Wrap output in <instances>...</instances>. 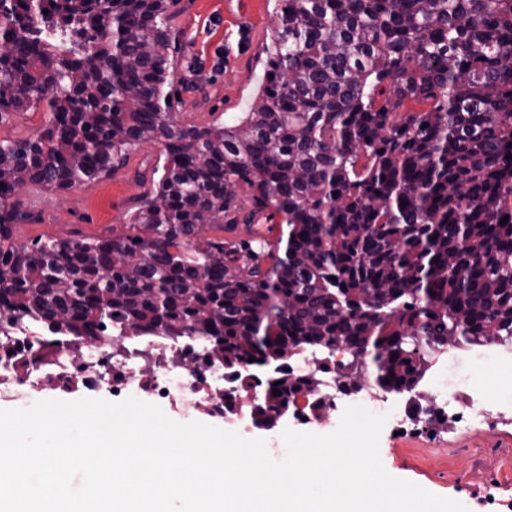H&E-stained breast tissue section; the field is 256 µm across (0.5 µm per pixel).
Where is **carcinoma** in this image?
Instances as JSON below:
<instances>
[{
	"label": "carcinoma",
	"instance_id": "cac0c4a2",
	"mask_svg": "<svg viewBox=\"0 0 512 512\" xmlns=\"http://www.w3.org/2000/svg\"><path fill=\"white\" fill-rule=\"evenodd\" d=\"M173 5L0 0V125L44 111L33 136L0 140L8 326L200 336L231 370L365 348L397 393L426 373L421 339L512 336V0H281L258 99L220 126L171 112ZM148 142L164 162L130 233L12 242L24 184L89 185ZM268 209L273 241L254 229ZM273 381L259 429L317 388Z\"/></svg>",
	"mask_w": 512,
	"mask_h": 512
}]
</instances>
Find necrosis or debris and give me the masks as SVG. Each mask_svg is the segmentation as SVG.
<instances>
[{
  "instance_id": "4bbe7bcc",
  "label": "necrosis or debris",
  "mask_w": 512,
  "mask_h": 512,
  "mask_svg": "<svg viewBox=\"0 0 512 512\" xmlns=\"http://www.w3.org/2000/svg\"><path fill=\"white\" fill-rule=\"evenodd\" d=\"M469 362L467 376L456 383L434 373L420 399L419 413L403 412L400 394L377 388L368 379L349 381L343 367L351 357L346 348L329 358L302 353L279 362L280 370L297 377L318 376L317 389L292 404L295 421H328L349 405H361L387 416L393 430L405 433L417 426L448 420L458 432L485 429L493 418L512 415V396H488L489 378L512 373V341L471 342L460 350ZM269 378L256 374L252 388L234 385L223 364L210 356L208 343L198 336L178 341L143 336L112 324L79 338L58 336L33 322L0 336V396L28 398L47 388H102L113 395L141 392L178 405L185 415L206 412L214 418L234 415L241 429H249L250 407L263 393Z\"/></svg>"
}]
</instances>
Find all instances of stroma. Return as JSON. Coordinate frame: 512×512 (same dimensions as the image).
<instances>
[{
    "label": "stroma",
    "instance_id": "35a3bbf8",
    "mask_svg": "<svg viewBox=\"0 0 512 512\" xmlns=\"http://www.w3.org/2000/svg\"><path fill=\"white\" fill-rule=\"evenodd\" d=\"M276 8L277 0H177L171 57L185 78L173 90L181 122L221 123L249 110L263 78ZM162 153L160 143L142 144L112 175L66 191L24 185L16 199L28 217L14 224V243L124 233L137 198L147 190L139 176L151 173ZM380 449L394 477L458 500L469 512H512L511 422H492L465 438L448 424L408 436L386 428Z\"/></svg>",
    "mask_w": 512,
    "mask_h": 512
}]
</instances>
